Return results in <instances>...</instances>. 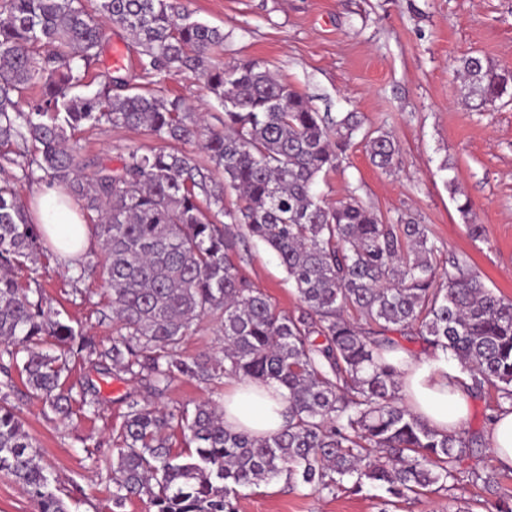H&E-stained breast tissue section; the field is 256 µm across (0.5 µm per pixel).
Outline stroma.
<instances>
[{
    "label": "stroma",
    "mask_w": 512,
    "mask_h": 512,
    "mask_svg": "<svg viewBox=\"0 0 512 512\" xmlns=\"http://www.w3.org/2000/svg\"><path fill=\"white\" fill-rule=\"evenodd\" d=\"M194 19L224 32V61L263 62L284 83L310 99L318 112H358L371 130L391 133L400 162L385 172L372 165L361 139H354L337 170L317 185L328 201L349 193L383 217L414 218L428 226L439 251L437 269L451 257L467 258L484 283L512 299V102L481 110L463 98L456 66L460 58L480 55L512 70V0H183ZM122 43L125 65L112 69V45ZM120 74L140 85L132 38L110 24L92 77L103 83ZM170 96L204 114L216 125L221 113L205 81L185 72L167 80ZM77 138L89 163L119 165L136 147L153 146L143 131L109 124L85 128ZM455 179L461 196L473 206L485 230L472 239L448 191ZM236 263L243 275L262 288L286 312L298 310L295 289L276 255L248 241ZM21 281L37 280L48 306L61 320L98 342L111 343L115 327L106 318L102 273L78 278L56 251L38 255L19 270ZM93 381L101 407L91 418L59 420L15 385L10 404L20 412L43 464L66 494L70 512H112L106 490L107 467L115 449L112 431L127 410L128 397L175 410L216 402L229 384L191 380L172 383L163 394L127 377L100 375L81 360L70 362L67 382ZM496 393L473 395L464 433L474 452L459 467L465 485L461 499L426 492L390 505L389 512H495L500 498L512 497V470L498 466L488 428ZM477 483H470L472 473ZM386 493L367 484L361 492L317 494L288 486L278 477L245 488L239 512H378Z\"/></svg>",
    "instance_id": "obj_1"
}]
</instances>
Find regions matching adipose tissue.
Instances as JSON below:
<instances>
[{
	"instance_id": "obj_1",
	"label": "adipose tissue",
	"mask_w": 512,
	"mask_h": 512,
	"mask_svg": "<svg viewBox=\"0 0 512 512\" xmlns=\"http://www.w3.org/2000/svg\"><path fill=\"white\" fill-rule=\"evenodd\" d=\"M38 206L31 213L48 241L69 265H76L90 246V235L71 203L61 202L58 193L44 186L34 192ZM400 382L415 414L441 432L459 431L466 418L471 394L465 386L450 383L452 374L444 357L432 359L392 353ZM292 414L277 382L241 379L224 393V424L256 437L287 429Z\"/></svg>"
}]
</instances>
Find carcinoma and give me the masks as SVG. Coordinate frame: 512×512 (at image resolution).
<instances>
[{"mask_svg":"<svg viewBox=\"0 0 512 512\" xmlns=\"http://www.w3.org/2000/svg\"><path fill=\"white\" fill-rule=\"evenodd\" d=\"M129 31L144 83L110 78L88 94L104 25ZM224 33L192 18L182 0H0V165L20 171L0 183V389L12 373L30 396L70 419L96 414L92 382L66 386L69 356L100 373L145 381L161 394L179 379L273 380L294 423L258 438L224 426L212 403L162 412L127 402L113 431V507L147 499L151 512H238L239 489L286 475L291 485L333 493L379 486L396 499L450 492L473 452L459 433H439L405 401L388 354L393 327L417 326L432 354L459 361L467 388L497 393L512 407V299L488 288L470 266L449 262L436 284L438 247L410 218L388 223L355 194L329 203L314 186L336 169L362 128L355 112L333 119L278 81L260 62H224ZM198 72L224 109L221 128L184 109L162 83ZM465 98L483 108L507 97L512 71L468 55L459 60ZM37 92L19 106V99ZM141 129L164 145L132 150L121 166L87 162L75 140L84 125ZM374 166L390 171L399 147L386 132L363 135ZM200 141L201 165L178 145ZM41 171L78 204L105 255L107 307L117 337L105 347L46 311L39 283L15 271L33 261L44 237L14 183ZM237 203H224L226 190ZM458 210L468 234L469 201ZM224 220H219V217ZM267 245L301 306L288 313L244 277L233 257L246 238ZM352 309L376 329L345 317ZM224 332L220 354H183L203 319ZM181 430L187 452H172ZM0 473L20 483L39 512H69L40 463L17 409L0 395Z\"/></svg>","mask_w":512,"mask_h":512,"instance_id":"carcinoma-1","label":"carcinoma"}]
</instances>
